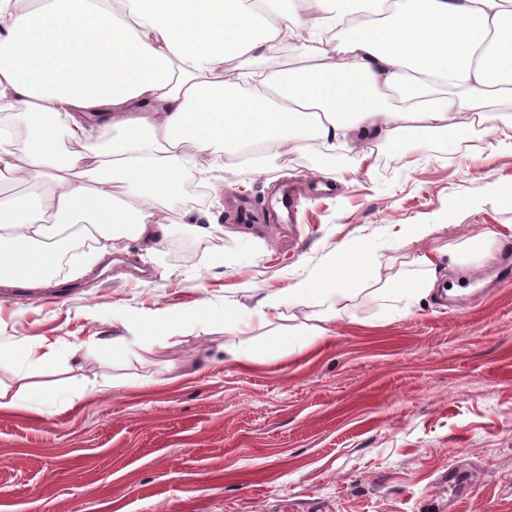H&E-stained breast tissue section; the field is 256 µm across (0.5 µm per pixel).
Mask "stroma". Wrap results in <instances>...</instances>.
<instances>
[{
	"instance_id": "obj_1",
	"label": "stroma",
	"mask_w": 512,
	"mask_h": 512,
	"mask_svg": "<svg viewBox=\"0 0 512 512\" xmlns=\"http://www.w3.org/2000/svg\"><path fill=\"white\" fill-rule=\"evenodd\" d=\"M222 159L204 192L160 200L162 245L127 237L108 261L85 246L59 259L53 297L0 288V355L58 356L51 371L0 362V390L82 394L52 415L0 412V512H512V283L455 306L494 260L469 242L512 237V149L478 128L454 145L416 133L399 153L366 138L330 174L307 143ZM283 181L293 226L266 207ZM348 242L376 262L335 319L315 297L269 307ZM450 246L460 262L429 296L390 292ZM161 309L180 319L159 354ZM321 324L328 342L292 352ZM452 470L480 482L449 490Z\"/></svg>"
}]
</instances>
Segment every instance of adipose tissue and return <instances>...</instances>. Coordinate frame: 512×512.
Returning a JSON list of instances; mask_svg holds the SVG:
<instances>
[{
  "mask_svg": "<svg viewBox=\"0 0 512 512\" xmlns=\"http://www.w3.org/2000/svg\"><path fill=\"white\" fill-rule=\"evenodd\" d=\"M278 2L0 0V113L25 131L21 148L0 137V180L54 186L0 202V287H49L70 229L96 232L103 254L122 237L156 246L169 234L159 201L186 166L218 167L217 145L277 152L305 134L330 155L376 135L400 150L415 131L454 144L477 126L512 141V0ZM289 40L307 66L226 74L229 60ZM95 133L90 152L61 148ZM372 259L363 244L338 246L332 272L289 289V302L319 297L334 318Z\"/></svg>",
  "mask_w": 512,
  "mask_h": 512,
  "instance_id": "adipose-tissue-1",
  "label": "adipose tissue"
}]
</instances>
